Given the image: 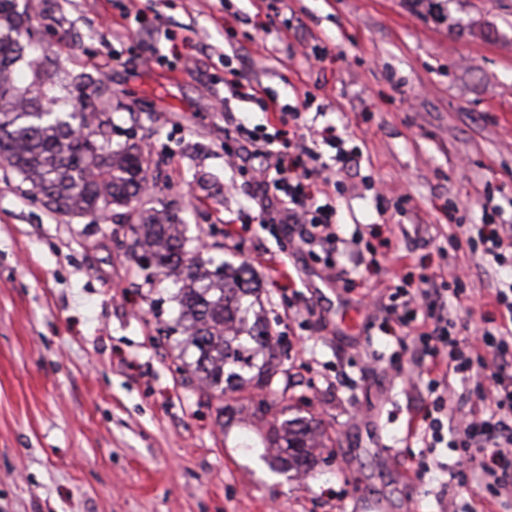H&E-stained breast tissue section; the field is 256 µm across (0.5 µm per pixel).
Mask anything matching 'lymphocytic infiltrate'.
I'll use <instances>...</instances> for the list:
<instances>
[{"label": "lymphocytic infiltrate", "mask_w": 512, "mask_h": 512, "mask_svg": "<svg viewBox=\"0 0 512 512\" xmlns=\"http://www.w3.org/2000/svg\"><path fill=\"white\" fill-rule=\"evenodd\" d=\"M229 134L243 143L248 155H262L268 160L259 199L263 223L299 225L303 242L335 253L339 244L336 199L328 192L322 199L314 198L311 185L317 172L304 163L313 154L305 140L294 141L293 153L288 156L277 147L279 134H263L241 122L230 128ZM464 291L460 282L448 292L431 281L412 292L399 287L385 307L389 318L397 319L412 333V351L424 365L433 390L449 385L453 378L469 377L474 368H487L489 359L505 358L512 349L507 333L500 330L484 331L477 341L449 330L442 314L443 296L448 293L457 298ZM478 390L490 399L482 415L449 425L435 418L429 428L435 433L447 428L449 448L471 464V482L508 505L512 503V374L500 369L489 371Z\"/></svg>", "instance_id": "1"}]
</instances>
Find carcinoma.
<instances>
[{
    "mask_svg": "<svg viewBox=\"0 0 512 512\" xmlns=\"http://www.w3.org/2000/svg\"><path fill=\"white\" fill-rule=\"evenodd\" d=\"M28 19L17 0H0V162L59 214L84 215L141 200L149 162L135 144L112 146L110 121L86 111V75L49 72L34 57L23 32ZM133 258L149 256L159 273L176 276L190 371L207 395L221 398L244 385L272 389L273 336L251 314L257 289L251 270L186 249L181 222L167 208H133ZM316 429L302 417L275 421L269 440L285 471L315 463Z\"/></svg>",
    "mask_w": 512,
    "mask_h": 512,
    "instance_id": "cac0c4a2",
    "label": "carcinoma"
}]
</instances>
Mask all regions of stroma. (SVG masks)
Segmentation results:
<instances>
[{
	"instance_id": "35a3bbf8",
	"label": "stroma",
	"mask_w": 512,
	"mask_h": 512,
	"mask_svg": "<svg viewBox=\"0 0 512 512\" xmlns=\"http://www.w3.org/2000/svg\"><path fill=\"white\" fill-rule=\"evenodd\" d=\"M46 69L105 80L113 144L149 160L147 207L187 224L188 249L247 264L288 388L210 399L184 366L178 287L129 253L123 209L50 211L0 165V512H505L421 441L435 415L387 284L452 281L448 316L483 328L499 281L480 231L512 222V0H19ZM140 19L123 27L122 12ZM235 69L334 126L358 163L336 193L354 257L309 254L260 221L251 159L224 128L264 126L227 97ZM406 263H398L399 255ZM322 431L306 473L272 465L269 422ZM433 467L414 479L420 456Z\"/></svg>"
}]
</instances>
